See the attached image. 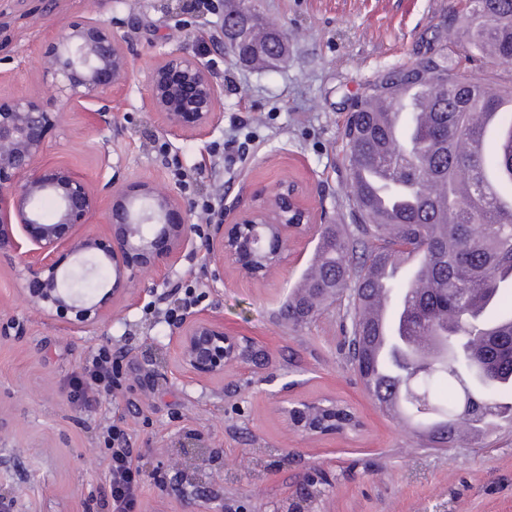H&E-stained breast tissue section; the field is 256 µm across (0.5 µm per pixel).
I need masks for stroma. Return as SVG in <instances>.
Returning <instances> with one entry per match:
<instances>
[{"mask_svg": "<svg viewBox=\"0 0 512 512\" xmlns=\"http://www.w3.org/2000/svg\"><path fill=\"white\" fill-rule=\"evenodd\" d=\"M166 0H117L103 17L124 22L137 71L174 49L175 20ZM91 0H57L45 12L31 0L27 12L0 0L9 17L0 56L21 61L14 79L0 82V96L37 97L44 80L37 64L41 43L70 17L88 13ZM459 0H255L264 21L288 27V56L277 67L247 70L217 56L224 85V118L205 139L192 137L151 150L157 116L146 105L141 83L118 99L120 130H99L82 114H69L66 131L50 135L47 157L96 178L106 142L110 162L124 177L146 180L207 165L231 124L244 121L250 144L230 170L225 197L241 183L271 189L279 180L302 185L314 212L350 224L348 189L341 168L340 132L358 96L380 74L418 55L441 49V23ZM318 231L292 237L285 260L267 280L241 279L224 269V288L213 294L198 273L201 259L187 256L173 276L195 286L196 310H219L227 328L255 338L259 366L229 368L223 376L180 377L168 348V325L156 315L170 301V287L132 309L115 302L112 320L73 332L24 308L10 305L16 273L0 261V496L13 512H102L106 483V426L119 425L138 448L143 473L142 512H183V494L159 488L153 475L170 471L188 480L193 497L209 512H273L294 496L300 476L328 480L314 498V512H512V429L484 436L467 448H426L375 406L343 348L342 306L322 308L298 328L277 312L311 260ZM25 328L5 330V316ZM123 348L137 368L122 386L88 406L70 400L68 382L100 346ZM289 395H282L283 386ZM329 400L357 417V434H311L296 425L290 403ZM200 435L202 459L184 447Z\"/></svg>", "mask_w": 512, "mask_h": 512, "instance_id": "35a3bbf8", "label": "stroma"}]
</instances>
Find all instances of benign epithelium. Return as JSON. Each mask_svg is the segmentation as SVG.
Listing matches in <instances>:
<instances>
[{"label": "benign epithelium", "mask_w": 512, "mask_h": 512, "mask_svg": "<svg viewBox=\"0 0 512 512\" xmlns=\"http://www.w3.org/2000/svg\"><path fill=\"white\" fill-rule=\"evenodd\" d=\"M253 4L239 0L224 15V56L239 65L281 62L290 33L269 25L252 35L246 19ZM46 96L0 97V257L18 271L17 298L45 318L76 329H94L112 318L114 298L138 277L169 282L187 254H201L214 267L210 287L224 283V261L241 277L264 280L284 260L288 239L317 223L304 203L305 191L281 180L247 209L223 201L214 221L197 226L182 189L167 182L128 183L117 165L94 188L86 176L46 160L48 137L66 122V111L82 112L94 127L112 129L109 89L122 90L134 78L127 36L112 20L78 15L39 54ZM145 100L158 115L166 138L199 139L223 120L224 89L211 63L183 44L163 53L144 79ZM110 205L102 207L104 198ZM106 226L103 238L87 227ZM109 269L110 288L96 298L73 286L74 271L92 261ZM177 370L222 376L229 366L252 364L257 342L224 327V318L194 314L169 323Z\"/></svg>", "instance_id": "7a95c632"}]
</instances>
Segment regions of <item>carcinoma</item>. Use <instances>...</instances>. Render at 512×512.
<instances>
[{"label": "carcinoma", "mask_w": 512, "mask_h": 512, "mask_svg": "<svg viewBox=\"0 0 512 512\" xmlns=\"http://www.w3.org/2000/svg\"><path fill=\"white\" fill-rule=\"evenodd\" d=\"M487 14L468 0L444 23L447 36L461 30L469 48L484 53L493 41L491 63L512 59V0H490ZM415 89L437 107L425 124L401 123L400 93ZM490 106L512 87L495 88L470 79L452 55L434 66L426 56L392 69L360 96L359 108L342 132L343 166L349 187L352 229L336 224L320 230L314 257L281 316L293 327L306 323L325 305L346 303L345 333L350 361L379 410L392 397L408 420L425 431L429 448L460 446L473 438L512 426V113L500 114L503 135L496 149L473 160L448 147L470 140L480 129V113L464 111L471 94ZM384 103L386 112L373 104ZM446 187L448 222H433L434 187ZM423 239L428 248L400 245ZM418 255L423 265L386 283L381 272ZM398 309L387 351L373 355L376 327L365 309L383 288ZM433 349L448 341L451 361L427 380L428 404L408 397L416 353L414 337ZM321 430L353 429L347 410L336 405L308 407Z\"/></svg>", "instance_id": "1"}]
</instances>
